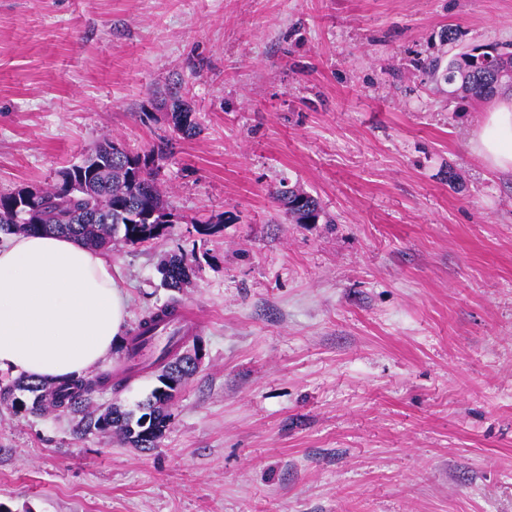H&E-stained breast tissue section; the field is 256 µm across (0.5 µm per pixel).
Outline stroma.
<instances>
[{
	"mask_svg": "<svg viewBox=\"0 0 512 512\" xmlns=\"http://www.w3.org/2000/svg\"><path fill=\"white\" fill-rule=\"evenodd\" d=\"M446 27L512 43V0H0V193L164 148V237L109 257L128 326L200 317L154 450L0 401V512H512V172L471 144L495 101L418 66ZM283 180L327 222L289 223ZM171 120L174 129L183 137L190 138L196 135L197 124L192 118L193 113L184 104H173ZM163 285L180 289L187 285L193 275L191 265L182 256L171 255L162 259L158 265Z\"/></svg>",
	"mask_w": 512,
	"mask_h": 512,
	"instance_id": "1",
	"label": "stroma"
}]
</instances>
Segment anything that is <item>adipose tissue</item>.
<instances>
[{"mask_svg":"<svg viewBox=\"0 0 512 512\" xmlns=\"http://www.w3.org/2000/svg\"><path fill=\"white\" fill-rule=\"evenodd\" d=\"M499 171H512V99L472 139ZM128 298L109 259L58 235L0 237V372L59 385L104 361L119 342Z\"/></svg>","mask_w":512,"mask_h":512,"instance_id":"obj_1","label":"adipose tissue"}]
</instances>
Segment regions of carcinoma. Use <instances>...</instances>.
I'll use <instances>...</instances> for the list:
<instances>
[{"mask_svg":"<svg viewBox=\"0 0 512 512\" xmlns=\"http://www.w3.org/2000/svg\"><path fill=\"white\" fill-rule=\"evenodd\" d=\"M421 68L435 84L456 86L453 93L458 97L487 101L512 87V44L490 51L434 56L421 63ZM171 120L183 137L196 135L197 124L189 107L173 104ZM87 157L89 166L71 165L48 188L29 194L21 189L0 194V231L67 234L102 251L109 250L118 236L130 246L163 236L171 216L156 182L163 151L133 154L107 139ZM272 195L296 224H317L324 218L319 201L295 185L276 189ZM23 196L27 197L25 216L15 210L17 199ZM158 272L163 285L172 289L184 287L193 275L191 265L177 255L162 259ZM154 364L159 366V386L142 403L138 417L114 405L102 412L89 409L94 392L122 387L123 380L109 374L75 377L62 387L22 379L0 382V399H8L17 411L32 415L79 414L76 432L117 430L125 442L150 450L157 447L168 426L173 393L197 368L192 356H180L169 346Z\"/></svg>","mask_w":512,"mask_h":512,"instance_id":"1","label":"carcinoma"}]
</instances>
